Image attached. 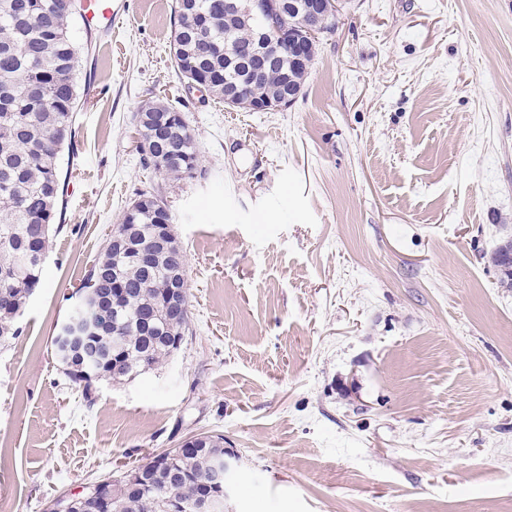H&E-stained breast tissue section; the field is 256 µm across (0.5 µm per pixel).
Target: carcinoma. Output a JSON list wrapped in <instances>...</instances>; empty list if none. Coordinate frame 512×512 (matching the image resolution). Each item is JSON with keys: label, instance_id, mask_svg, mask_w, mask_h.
Returning <instances> with one entry per match:
<instances>
[{"label": "carcinoma", "instance_id": "1", "mask_svg": "<svg viewBox=\"0 0 512 512\" xmlns=\"http://www.w3.org/2000/svg\"><path fill=\"white\" fill-rule=\"evenodd\" d=\"M82 0H0V341L17 335V320L41 284L45 254L58 215L65 176L59 164L64 146L71 143L79 104L76 81L80 49L70 31L74 6ZM260 29L224 22V0H175L174 68L181 79H201L212 95L224 99V38L234 40L247 56ZM281 69H272L263 85L245 86L232 108L252 111L253 101L272 97L282 84ZM173 146L162 168L173 181L201 176L199 147L188 123L169 126ZM172 223L170 209L157 197L141 195L124 224L138 225V243L146 245ZM182 252L175 235L167 234L163 253L144 267L107 242L82 286L80 304L60 325L51 340L57 361L74 382L101 377L133 378L155 368L173 353L171 346L189 331L188 279L181 281L185 309H167L172 287L170 271ZM120 275L127 298L110 304L112 273ZM206 447L181 454L172 466L155 458L133 467L130 476L102 482L105 512H163L167 499L184 512H195L204 488L210 459L224 454V435L206 437Z\"/></svg>", "mask_w": 512, "mask_h": 512}]
</instances>
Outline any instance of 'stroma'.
Listing matches in <instances>:
<instances>
[{
  "mask_svg": "<svg viewBox=\"0 0 512 512\" xmlns=\"http://www.w3.org/2000/svg\"><path fill=\"white\" fill-rule=\"evenodd\" d=\"M298 99L244 112L188 91L173 0L83 21L81 99L42 282L0 343V512L224 436L226 512H512V0H340ZM185 114L205 177L143 168L135 115ZM167 200L191 329L160 367L95 381L51 338L113 224ZM85 21L104 44L112 43V29L120 24L126 14L124 0H85ZM119 2V3H114Z\"/></svg>",
  "mask_w": 512,
  "mask_h": 512,
  "instance_id": "obj_1",
  "label": "stroma"
}]
</instances>
